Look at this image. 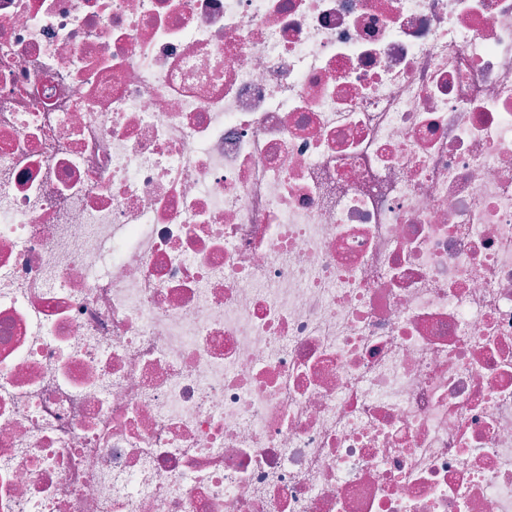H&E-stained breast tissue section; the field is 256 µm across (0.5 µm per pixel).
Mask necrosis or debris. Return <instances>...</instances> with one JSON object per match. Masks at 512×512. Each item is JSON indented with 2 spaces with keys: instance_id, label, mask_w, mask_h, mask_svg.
Here are the masks:
<instances>
[{
  "instance_id": "necrosis-or-debris-1",
  "label": "necrosis or debris",
  "mask_w": 512,
  "mask_h": 512,
  "mask_svg": "<svg viewBox=\"0 0 512 512\" xmlns=\"http://www.w3.org/2000/svg\"><path fill=\"white\" fill-rule=\"evenodd\" d=\"M0 512H512V0H0Z\"/></svg>"
}]
</instances>
